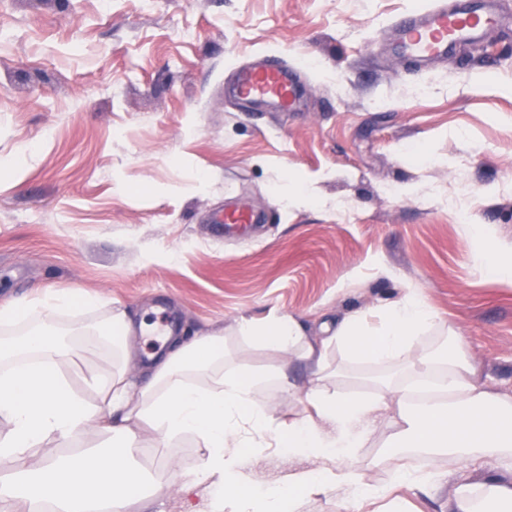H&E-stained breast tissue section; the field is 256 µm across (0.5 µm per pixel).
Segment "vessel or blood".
<instances>
[{
	"instance_id": "b4317fda",
	"label": "vessel or blood",
	"mask_w": 512,
	"mask_h": 512,
	"mask_svg": "<svg viewBox=\"0 0 512 512\" xmlns=\"http://www.w3.org/2000/svg\"><path fill=\"white\" fill-rule=\"evenodd\" d=\"M512 22L502 12L497 0H455L398 19L392 29V51L418 64L445 58L457 43L480 38L494 26ZM238 97L259 106L287 112L297 98L296 85L288 70L276 59L239 72L235 85ZM257 220L252 210L236 206L215 218L216 224L228 227L252 224Z\"/></svg>"
}]
</instances>
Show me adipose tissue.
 Returning a JSON list of instances; mask_svg holds the SVG:
<instances>
[{"instance_id":"1","label":"adipose tissue","mask_w":512,"mask_h":512,"mask_svg":"<svg viewBox=\"0 0 512 512\" xmlns=\"http://www.w3.org/2000/svg\"><path fill=\"white\" fill-rule=\"evenodd\" d=\"M68 297L46 296L23 305L0 307V417L10 428L0 435V512H32L48 499L56 512H129L139 500L145 475L136 460L149 428L157 445L194 437L204 454L198 467L183 472L186 487L207 484L209 512H298L303 498L330 491L342 497L385 498L354 465L365 436L380 413L397 412L392 443L431 455L449 453L461 469L493 449L512 456V396L477 382V367L462 337L437 347L426 344L436 325L433 311L410 294L384 308L380 329H367L362 314L337 323L324 336H308L293 316L272 312L239 325L240 336L294 359L310 375L307 389L296 390L282 364L255 372L224 363V334L166 336L164 352L150 355L143 385L134 384L122 362L130 356L123 342L131 329L126 313L111 316L108 330H61L59 312ZM111 343L118 363L92 373L89 386L98 403L86 402L68 384L65 365L78 350ZM375 362H399L415 383L431 382L426 401L394 410L392 389L352 396L330 381L328 350ZM275 386L298 398L299 419L276 424L256 391ZM72 445L62 460L27 467L35 449L49 442ZM277 446L289 455L321 460L320 468L293 475L288 484L256 488L243 470L244 454ZM506 478L481 481L484 495L474 501L476 484L462 481L452 492V512H512V465Z\"/></svg>"}]
</instances>
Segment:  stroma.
Returning <instances> with one entry per match:
<instances>
[{"mask_svg":"<svg viewBox=\"0 0 512 512\" xmlns=\"http://www.w3.org/2000/svg\"><path fill=\"white\" fill-rule=\"evenodd\" d=\"M434 0H0V305L57 294L62 327L113 310L151 328L129 338L130 376L157 350L154 331L214 328L236 363L262 371L278 354L241 341V319L276 311L309 335L353 312L418 293L463 336L480 382L512 392V278L492 275L451 205L470 201L512 261V29L492 28L423 69L388 53L392 23ZM297 71L302 104L255 112L225 87L253 59ZM308 66H300V58ZM245 204L261 223L236 235L212 219ZM92 300L93 308L83 307ZM343 390L401 389L394 363L330 350ZM112 349L74 358L75 392L98 400L88 371ZM376 425L355 461L392 486L408 453ZM201 448L150 447L158 489L130 512H207L205 486L167 479ZM318 461L271 448L248 457L260 486ZM437 481L395 488L401 512H448L454 485L500 470L440 454Z\"/></svg>","mask_w":512,"mask_h":512,"instance_id":"obj_1","label":"stroma"}]
</instances>
